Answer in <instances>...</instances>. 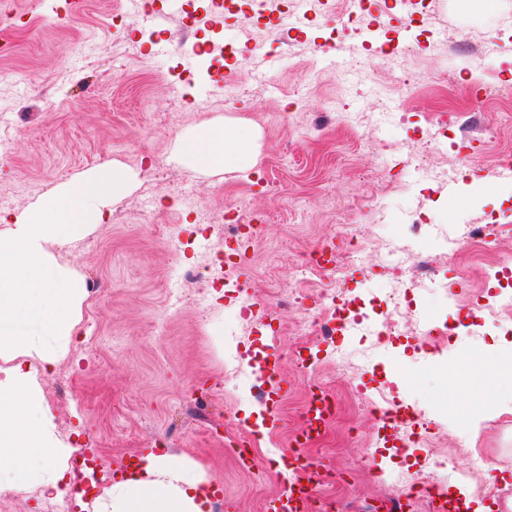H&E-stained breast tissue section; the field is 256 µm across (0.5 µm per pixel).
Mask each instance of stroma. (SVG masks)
<instances>
[{
	"label": "stroma",
	"mask_w": 512,
	"mask_h": 512,
	"mask_svg": "<svg viewBox=\"0 0 512 512\" xmlns=\"http://www.w3.org/2000/svg\"><path fill=\"white\" fill-rule=\"evenodd\" d=\"M56 0H16L19 26L0 25V71L19 69L32 82H0V136L11 143V161L0 166V200L21 213L42 196L98 165L117 162L131 170L129 191L109 206L108 223L57 250L60 262L91 284L82 306L79 337L42 377L45 398L70 466L77 450L102 459L96 483L83 499L92 504L128 456L147 449L195 469L215 486L216 512H268L284 490L275 462L290 449L299 411L313 388L310 374L288 364L291 345L306 347L335 399L324 450L309 451L329 483L319 494L370 500L398 470H430L438 463L435 438L461 440L455 468L442 474L444 488L462 484L472 459L490 465L479 483L502 493L497 512H512V326L489 316L471 324L459 299L497 302L503 283L476 274L484 260L512 267V233L497 235L487 258L462 254L425 287L408 289L409 317L396 336L376 339L342 330L336 336L345 362L310 334L276 333L303 309L320 310L316 293L304 304H281L277 290L292 288L296 256L322 248L343 254L336 218L354 221L367 253L388 240L410 239L416 217L428 234L412 239L416 253L439 257L448 238L464 224L512 226V176L502 154L512 152V101L473 98L474 77L487 84L512 78V0H437L449 47L403 53L398 66L367 54L363 32L345 31L325 48L348 5L332 0V11L302 26L284 41L277 30L260 31V47L247 54L242 16H225L205 65L191 67L178 42L182 13L145 14L137 0H87L76 18L48 19ZM490 36L486 53L469 54L474 33ZM234 42L235 61L224 59ZM349 58L360 66L341 80L338 66ZM272 80L262 77L271 60ZM238 88L232 108L224 88ZM297 100L292 122L273 109L276 100ZM335 111H328V101ZM392 119L378 126H346L347 115L382 109ZM474 112L498 136L464 149L448 146L429 120L437 112ZM222 121L256 131L257 163L271 164L268 180L252 171L201 172L177 146L198 127ZM427 150L440 175L429 181L407 168L408 155ZM398 167L385 168L388 159ZM30 183L18 192L19 180ZM193 186L205 210L224 211L248 196L260 220L261 240L239 270L254 285V298L272 312V322L242 325L232 288L199 274L183 288L179 310L168 307V277L195 263L193 249L173 254L161 237L166 224L190 229L178 192ZM346 295L361 314L381 318L394 274L357 264L346 271ZM441 328L422 336V327ZM275 365L282 381L269 404L275 415L263 439H251L252 464H243L234 433L252 395L256 362ZM359 397L382 408L411 407L430 423V437L383 430L374 414L358 409ZM367 452L355 466L354 451Z\"/></svg>",
	"instance_id": "1"
}]
</instances>
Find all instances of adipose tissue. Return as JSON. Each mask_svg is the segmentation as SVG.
Returning a JSON list of instances; mask_svg holds the SVG:
<instances>
[{"label":"adipose tissue","instance_id":"ef3b65f1","mask_svg":"<svg viewBox=\"0 0 512 512\" xmlns=\"http://www.w3.org/2000/svg\"><path fill=\"white\" fill-rule=\"evenodd\" d=\"M252 128L213 123L180 145L201 171L252 168ZM133 180L124 167L106 163L52 190L27 211L0 226V484L26 474L44 475L46 490L64 476L57 461L66 447L53 432L38 371H50L78 334L87 296L80 274L62 265L53 246L75 243L107 223L111 200ZM93 512H211L203 479L168 456L147 453L134 473L105 487Z\"/></svg>","mask_w":512,"mask_h":512}]
</instances>
